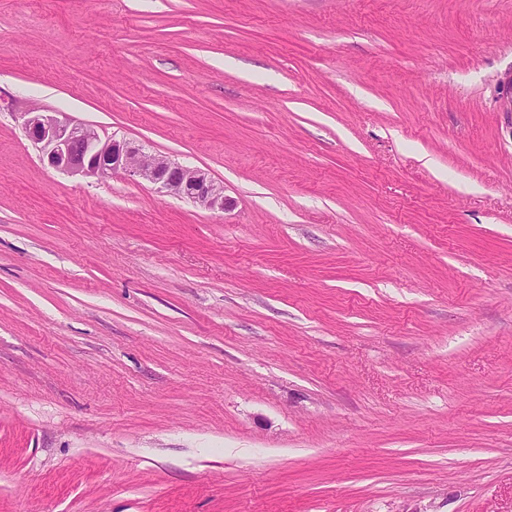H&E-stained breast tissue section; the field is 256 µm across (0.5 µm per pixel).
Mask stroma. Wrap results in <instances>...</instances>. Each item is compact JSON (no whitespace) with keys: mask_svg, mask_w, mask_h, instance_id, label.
<instances>
[{"mask_svg":"<svg viewBox=\"0 0 512 512\" xmlns=\"http://www.w3.org/2000/svg\"><path fill=\"white\" fill-rule=\"evenodd\" d=\"M511 77L512 0H0V512H512ZM21 117L26 137L48 167L100 179L121 170L135 180L149 182L209 210L224 211L231 205L224 186L202 169L146 152L142 146L116 135L103 140L93 127L43 107H32L21 112Z\"/></svg>","mask_w":512,"mask_h":512,"instance_id":"obj_1","label":"stroma"}]
</instances>
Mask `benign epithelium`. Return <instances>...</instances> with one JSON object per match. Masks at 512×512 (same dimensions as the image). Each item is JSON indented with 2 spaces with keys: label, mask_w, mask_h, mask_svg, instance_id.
I'll return each mask as SVG.
<instances>
[{
  "label": "benign epithelium",
  "mask_w": 512,
  "mask_h": 512,
  "mask_svg": "<svg viewBox=\"0 0 512 512\" xmlns=\"http://www.w3.org/2000/svg\"><path fill=\"white\" fill-rule=\"evenodd\" d=\"M21 117L26 137L51 168L100 179L120 170L209 210L224 211L231 205L224 186L202 169L149 153L125 138L103 139L93 127L42 107H32Z\"/></svg>",
  "instance_id": "benign-epithelium-1"
}]
</instances>
